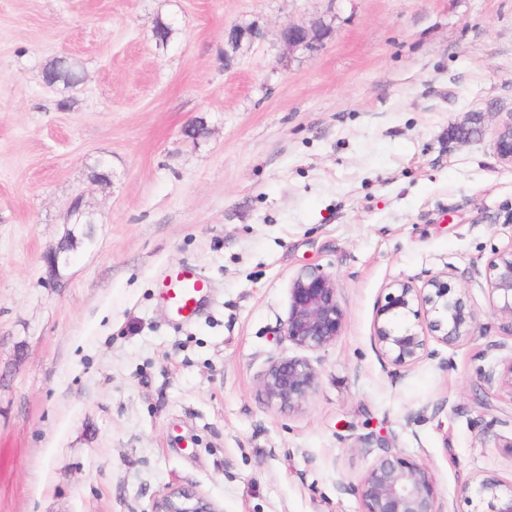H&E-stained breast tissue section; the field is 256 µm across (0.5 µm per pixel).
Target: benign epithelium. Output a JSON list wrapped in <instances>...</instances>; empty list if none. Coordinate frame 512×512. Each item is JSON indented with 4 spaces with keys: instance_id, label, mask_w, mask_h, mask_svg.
I'll use <instances>...</instances> for the list:
<instances>
[{
    "instance_id": "7a95c632",
    "label": "benign epithelium",
    "mask_w": 512,
    "mask_h": 512,
    "mask_svg": "<svg viewBox=\"0 0 512 512\" xmlns=\"http://www.w3.org/2000/svg\"><path fill=\"white\" fill-rule=\"evenodd\" d=\"M282 41L292 50L314 51L321 46L325 30L320 25L306 26L288 22L280 31ZM494 150L498 160L512 167V114L494 131ZM74 256L57 244L44 256L49 276L69 266ZM488 285L494 300V311L512 322V248L502 252L489 267ZM392 292L385 304L378 306L375 336L382 355L396 366L411 365L423 355L426 335L447 346L466 338L476 323L474 311L461 295H449L444 276L431 277L421 288L407 282L390 286ZM416 314L435 312L428 321V331L414 326L397 329L392 322L413 306ZM344 321V312L336 298L332 276L322 269L306 268L294 279L291 304L284 324L288 341L299 348L318 351L336 341ZM317 383V373L303 358L273 361L261 376L264 394L282 405L294 406L305 401ZM381 449L360 483L354 488L362 512H442L441 490L429 467L392 448L386 440H376ZM479 503L487 504L486 512H512V482L485 476L465 485ZM152 512H220L206 497L189 487L172 488L159 497Z\"/></svg>"
}]
</instances>
